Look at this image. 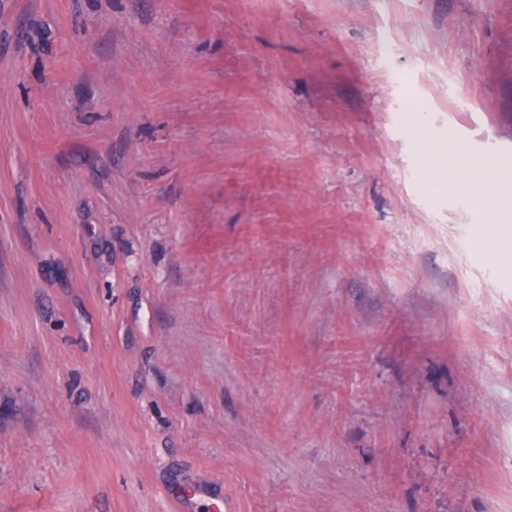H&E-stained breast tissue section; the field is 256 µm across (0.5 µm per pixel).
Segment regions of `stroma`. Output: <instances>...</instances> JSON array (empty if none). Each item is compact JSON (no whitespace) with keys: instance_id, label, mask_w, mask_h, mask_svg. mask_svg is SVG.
Instances as JSON below:
<instances>
[{"instance_id":"1","label":"stroma","mask_w":512,"mask_h":512,"mask_svg":"<svg viewBox=\"0 0 512 512\" xmlns=\"http://www.w3.org/2000/svg\"><path fill=\"white\" fill-rule=\"evenodd\" d=\"M507 194L512 0H0V512H512Z\"/></svg>"}]
</instances>
